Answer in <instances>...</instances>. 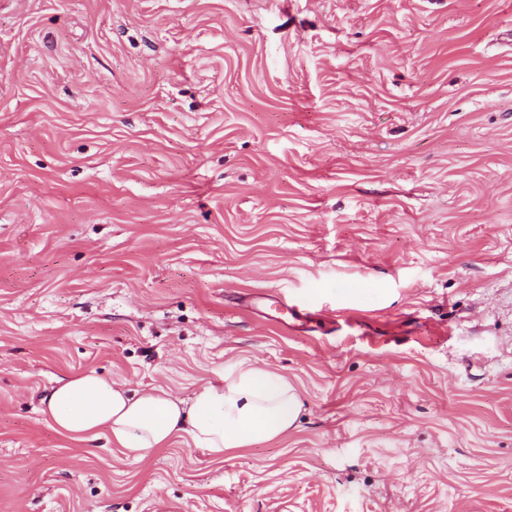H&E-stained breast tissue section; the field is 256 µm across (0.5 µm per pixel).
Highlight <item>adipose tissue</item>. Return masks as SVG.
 Instances as JSON below:
<instances>
[{"instance_id": "adipose-tissue-1", "label": "adipose tissue", "mask_w": 512, "mask_h": 512, "mask_svg": "<svg viewBox=\"0 0 512 512\" xmlns=\"http://www.w3.org/2000/svg\"><path fill=\"white\" fill-rule=\"evenodd\" d=\"M44 405L60 435L83 443L105 435L136 459L177 438L220 458L288 432L303 410L285 376L246 361L188 399L161 388L133 393L91 372L58 379Z\"/></svg>"}]
</instances>
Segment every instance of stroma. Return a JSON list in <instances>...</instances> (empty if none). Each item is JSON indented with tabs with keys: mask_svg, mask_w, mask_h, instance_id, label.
Masks as SVG:
<instances>
[{
	"mask_svg": "<svg viewBox=\"0 0 512 512\" xmlns=\"http://www.w3.org/2000/svg\"><path fill=\"white\" fill-rule=\"evenodd\" d=\"M243 358L220 460L41 412ZM0 512H512V0H0Z\"/></svg>",
	"mask_w": 512,
	"mask_h": 512,
	"instance_id": "1",
	"label": "stroma"
}]
</instances>
